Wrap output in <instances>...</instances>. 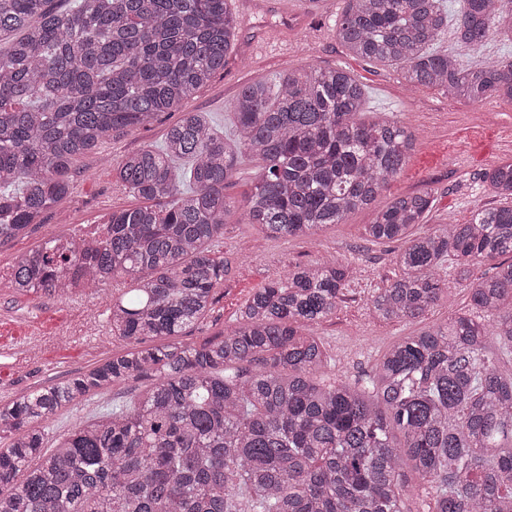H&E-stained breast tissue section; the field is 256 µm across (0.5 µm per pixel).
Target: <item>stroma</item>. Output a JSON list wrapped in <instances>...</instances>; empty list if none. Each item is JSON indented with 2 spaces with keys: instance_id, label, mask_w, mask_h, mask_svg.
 Wrapping results in <instances>:
<instances>
[{
  "instance_id": "obj_1",
  "label": "stroma",
  "mask_w": 512,
  "mask_h": 512,
  "mask_svg": "<svg viewBox=\"0 0 512 512\" xmlns=\"http://www.w3.org/2000/svg\"><path fill=\"white\" fill-rule=\"evenodd\" d=\"M344 0H328L324 8H306L303 0H235L239 30L224 69L188 104L203 113L219 134H227L240 88L253 80L271 81L284 67H342L366 90L365 110L372 116L401 121L414 134L415 145L403 173L377 198L384 207L401 193L431 189L434 203L425 229L466 221L478 206L496 198L484 183L485 170L512 160V103L491 100L468 104L448 97L435 87L407 89L398 66L369 62L350 55L336 38L334 23ZM277 32L287 52L255 46L269 32ZM454 54L463 64L491 63L512 55V41L491 37L473 49L459 44L447 31L435 45ZM179 112H165L131 132L116 133L92 151L76 156L71 165L72 189L48 211L27 236L0 246V270H8L16 255L46 240L71 237L78 225L95 223L98 215L138 205L139 200L117 179L112 163L144 146L163 145ZM253 162H244L226 192L237 208L225 217L224 235L211 247V256L224 265V279L215 290L209 316L184 330L182 342L200 345L232 325L251 294L281 278L290 266L330 253L353 262L358 275L335 316L321 324L317 334L331 357V370L340 378H363L371 365L397 339L470 312L469 280L487 271L472 266L469 279L451 274L449 291L423 318L383 323L372 318L369 300L375 289L398 275L394 263L401 243L365 240L366 211L355 212L345 223L334 224L313 237L275 238L258 225L245 223L242 203L256 180ZM131 287L116 279L104 289L85 290L65 297L20 293L0 286V405L50 385L80 378L88 370L129 347L113 335L112 301ZM151 375L137 376L97 390L77 404L39 421L46 435L44 447L53 450L59 438L76 424L115 403H133L154 384Z\"/></svg>"
}]
</instances>
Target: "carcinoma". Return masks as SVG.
Returning a JSON list of instances; mask_svg holds the SVG:
<instances>
[{
    "label": "carcinoma",
    "mask_w": 512,
    "mask_h": 512,
    "mask_svg": "<svg viewBox=\"0 0 512 512\" xmlns=\"http://www.w3.org/2000/svg\"><path fill=\"white\" fill-rule=\"evenodd\" d=\"M0 0V245L25 234L70 191L72 160L109 133L182 108L236 37L229 0ZM336 38L355 57L394 64L408 89L472 104L512 102V56L464 65L431 50L448 28L443 0H345ZM512 36V0H463L459 41ZM365 89L341 67L285 69L242 87L231 140L184 112L163 147L113 164L137 207L112 213L97 240L49 239L16 257L21 292L71 293L118 278L112 332L131 349L64 385L0 406V512H407L414 462L420 512H512V262L471 284L473 312L394 342L355 382L328 373L314 328L331 318L357 267L336 256L295 265L256 289L224 334L179 340L214 302L224 266L209 246L236 202L241 160L257 164L247 223L311 237L372 208L403 172L414 135L367 121ZM192 162L184 184L176 161ZM512 199V160L484 174ZM433 204L396 195L364 225L401 241L399 276L370 299L383 322L424 316L448 292L444 266L512 256V205L415 234ZM493 333L498 349L486 347ZM162 343H156V340ZM158 374L137 402L75 425L41 453L35 423L90 392ZM36 465H31L34 457Z\"/></svg>",
    "instance_id": "1"
}]
</instances>
